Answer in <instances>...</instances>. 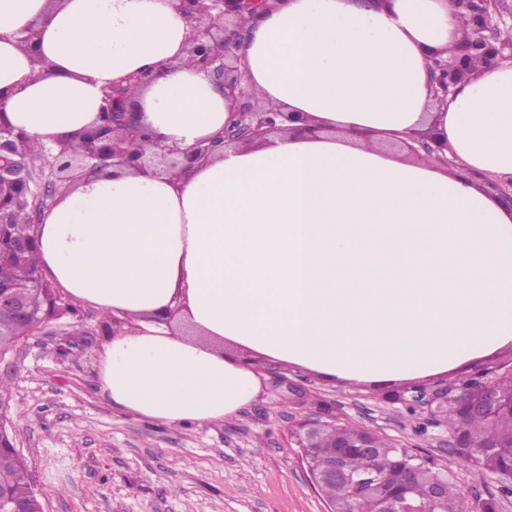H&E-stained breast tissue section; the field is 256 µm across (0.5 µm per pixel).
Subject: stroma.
I'll list each match as a JSON object with an SVG mask.
<instances>
[{"instance_id":"stroma-1","label":"stroma","mask_w":512,"mask_h":512,"mask_svg":"<svg viewBox=\"0 0 512 512\" xmlns=\"http://www.w3.org/2000/svg\"><path fill=\"white\" fill-rule=\"evenodd\" d=\"M44 323L0 360L12 430L46 512H328L289 430L319 417L361 425L419 449L450 470L467 508L495 498L497 477L458 458L445 430L418 429L392 396L403 384H341L281 362H263L262 390L237 416L168 427L112 408L97 388L103 313Z\"/></svg>"}]
</instances>
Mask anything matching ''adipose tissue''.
Here are the masks:
<instances>
[{"label":"adipose tissue","instance_id":"obj_1","mask_svg":"<svg viewBox=\"0 0 512 512\" xmlns=\"http://www.w3.org/2000/svg\"><path fill=\"white\" fill-rule=\"evenodd\" d=\"M242 24L248 78L301 130L186 173L85 178L35 228L48 277L126 322L102 345L101 395L201 427L257 398L241 350L383 383L512 345V210L469 178L512 180V62H474L436 108L429 60L470 32L451 0H275ZM188 32L171 0H0V118L67 148L105 89L157 70L135 93L139 120L193 147L231 105L188 57ZM428 130L457 169L378 146Z\"/></svg>","mask_w":512,"mask_h":512}]
</instances>
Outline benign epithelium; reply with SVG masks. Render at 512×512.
<instances>
[{"label": "benign epithelium", "instance_id": "benign-epithelium-1", "mask_svg": "<svg viewBox=\"0 0 512 512\" xmlns=\"http://www.w3.org/2000/svg\"><path fill=\"white\" fill-rule=\"evenodd\" d=\"M268 4L269 0H176L177 9L190 25L186 52L234 104L231 120L224 125V130L189 151L169 148L165 153H158L145 142L134 110V98L129 95L123 97L117 108L104 103L101 123L80 135L87 141V151L69 159L58 154L43 158V163L38 165L33 158H22L17 150L18 133L0 122V224L10 223L11 212L20 203L30 209L29 223H41L57 201L59 185L64 184L70 190L84 177L109 168L145 173L166 164L186 172L197 162L220 154L230 146L249 144L268 134L287 131L284 122L290 120L289 114L261 101L246 76L244 56L236 53L237 45L244 39L238 19L244 13L254 16ZM457 4L468 16L473 36L461 43L452 57L436 54L431 58L429 73L434 99L442 106L448 103L454 87L469 77L473 61L496 63L504 48L512 50V43L506 45L489 34L491 0H457ZM226 19L232 27L219 25V21ZM403 143L411 154L422 160L432 156L443 165L452 164L442 147L432 146L424 137L414 139L412 144L406 139ZM30 244L29 239H9L0 229V318H23L30 312L27 290L12 284L8 275L10 261L26 252ZM456 398L464 419L486 411L464 392H458ZM398 401L420 411L436 427L439 408L448 405V384L413 385L398 395ZM322 425L318 418L297 423L292 429L297 446L311 447L312 433ZM0 512L32 510L26 502L14 499L7 490L0 488Z\"/></svg>", "mask_w": 512, "mask_h": 512}]
</instances>
